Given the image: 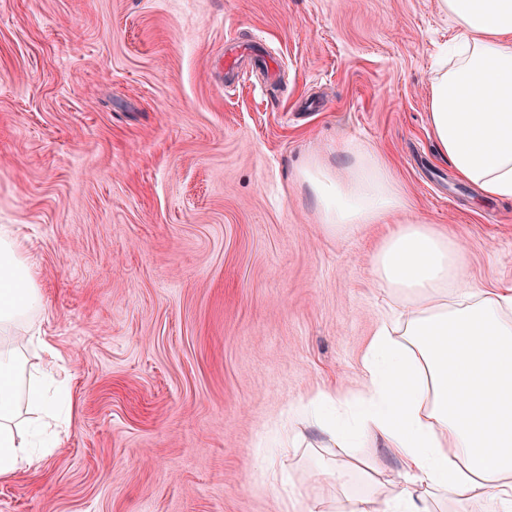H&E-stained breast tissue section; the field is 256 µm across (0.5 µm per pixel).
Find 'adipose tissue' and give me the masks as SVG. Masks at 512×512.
<instances>
[{
  "mask_svg": "<svg viewBox=\"0 0 512 512\" xmlns=\"http://www.w3.org/2000/svg\"><path fill=\"white\" fill-rule=\"evenodd\" d=\"M454 28L430 77L428 127L437 153L482 198L512 200V0H438ZM345 170L313 157L300 170L326 232L384 223L409 203L384 157L353 146ZM16 224L0 226V479L36 468L59 447L58 405L26 369L17 332L41 308ZM462 238L421 219L396 225L371 258L373 284L396 294L345 397L320 391L313 427L336 448L382 441L401 464L388 495L368 478L335 512H436L486 501L512 512V288L467 274Z\"/></svg>",
  "mask_w": 512,
  "mask_h": 512,
  "instance_id": "obj_1",
  "label": "adipose tissue"
}]
</instances>
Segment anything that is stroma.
Returning a JSON list of instances; mask_svg holds the SVG:
<instances>
[{
	"label": "stroma",
	"mask_w": 512,
	"mask_h": 512,
	"mask_svg": "<svg viewBox=\"0 0 512 512\" xmlns=\"http://www.w3.org/2000/svg\"><path fill=\"white\" fill-rule=\"evenodd\" d=\"M261 36L272 75H229ZM438 0H0V225L30 241L61 353L68 433L0 481V512H307L332 501L292 405L344 395L394 295L369 276L391 225L463 238L469 273L512 286V202L436 152ZM390 162L411 207L328 235L299 170L344 142ZM290 475L287 494L272 471Z\"/></svg>",
	"instance_id": "stroma-1"
}]
</instances>
